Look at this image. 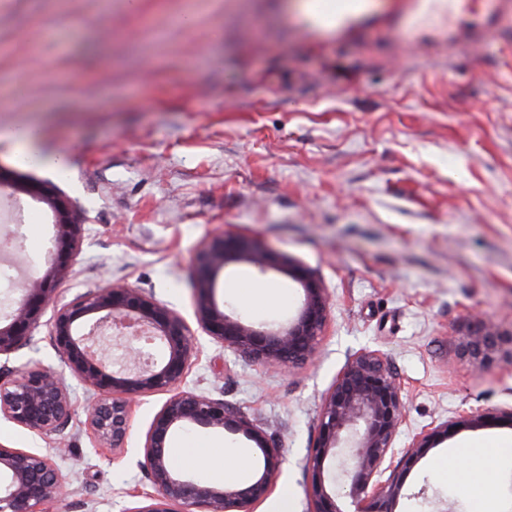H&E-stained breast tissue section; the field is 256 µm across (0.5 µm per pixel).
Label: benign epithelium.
I'll return each instance as SVG.
<instances>
[{"label":"benign epithelium","instance_id":"1","mask_svg":"<svg viewBox=\"0 0 512 512\" xmlns=\"http://www.w3.org/2000/svg\"><path fill=\"white\" fill-rule=\"evenodd\" d=\"M24 192L50 205L57 232L45 269L23 283L17 307L0 319V357L31 344L43 310L54 307L50 339L63 368L98 393L86 411V422L101 446L120 449L126 443L130 397L172 392L153 416L142 447L140 466L157 495L132 512H251L270 493L283 464L280 449L224 400L181 388L197 356V343L175 310L128 285L106 286L58 304L56 289L80 240L81 220L50 184H30ZM242 260L261 274L283 271L301 285L304 299L292 322L258 329L219 307L214 298L216 277L228 264ZM192 264L197 321L207 336L261 365L293 366L313 358L329 314L326 289L313 272L287 256L271 255L253 240L229 234L208 241ZM112 327L134 331L124 337L127 346L120 362L112 360L102 344L104 330ZM501 341L487 330L471 338L465 353L486 367ZM71 410V397L58 372L0 364V417L50 439L64 427ZM403 412L401 387L380 354L364 349L350 357L321 400L318 436L307 459L313 473V512H346L339 495L321 478L330 456L349 478L345 497L353 506L351 512H395L403 474L384 473ZM192 425L243 434L260 450L262 468L246 482L231 485L178 472L168 445L175 433ZM452 429L445 425L420 435L413 443L415 453H424ZM62 492L63 476L51 456L0 444V512H46V505Z\"/></svg>","mask_w":512,"mask_h":512}]
</instances>
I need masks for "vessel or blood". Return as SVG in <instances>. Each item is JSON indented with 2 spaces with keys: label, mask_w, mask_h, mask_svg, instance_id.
<instances>
[{
  "label": "vessel or blood",
  "mask_w": 512,
  "mask_h": 512,
  "mask_svg": "<svg viewBox=\"0 0 512 512\" xmlns=\"http://www.w3.org/2000/svg\"><path fill=\"white\" fill-rule=\"evenodd\" d=\"M307 32L335 43H378L385 56L405 54L430 32L425 57L448 61L459 44L478 47L494 33L498 11L466 21L465 0H308Z\"/></svg>",
  "instance_id": "1"
}]
</instances>
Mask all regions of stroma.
<instances>
[{
  "label": "stroma",
  "instance_id": "stroma-1",
  "mask_svg": "<svg viewBox=\"0 0 512 512\" xmlns=\"http://www.w3.org/2000/svg\"><path fill=\"white\" fill-rule=\"evenodd\" d=\"M302 2L0 0V131L32 129L69 160L62 172L21 165L1 142L0 168L55 184L83 215L62 301L127 284L196 326L192 257L226 232L321 279L330 314L312 360L263 367L201 334L185 379L281 449L274 490L255 512H280L286 492L292 512H312L306 461L321 398L363 349L402 387L396 465L422 430L470 411L492 417L407 465L396 512H472L479 491L494 512H512V464L479 468L465 454L512 442V345L484 371L461 353L479 332L512 335V12L483 48L459 46L432 66L414 50L395 62L354 44L318 49ZM5 194L31 211L21 263L43 266L52 209ZM254 285L280 288V302L238 296ZM214 295L256 325L292 319L304 299L287 274L247 262L221 271ZM52 317L43 313L11 366L61 369ZM64 382L74 411L55 440L1 419L0 444L55 451L65 486L50 512H132L154 491L139 462L167 393L133 399L131 434L112 450L86 422L95 391ZM173 440L262 461L230 431L193 427ZM441 460L445 478L433 470Z\"/></svg>",
  "mask_w": 512,
  "mask_h": 512
}]
</instances>
